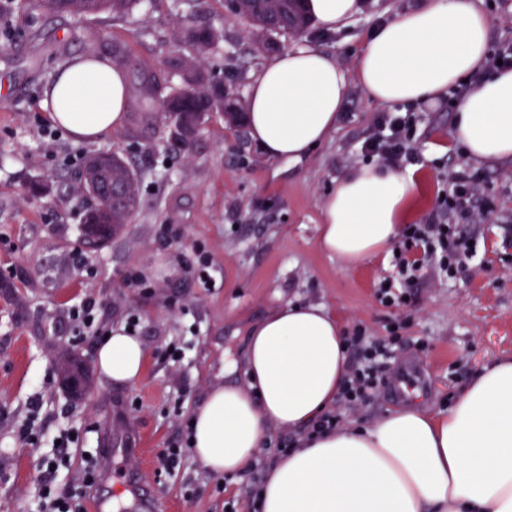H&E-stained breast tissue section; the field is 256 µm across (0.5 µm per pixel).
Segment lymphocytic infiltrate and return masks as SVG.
<instances>
[{
  "instance_id": "f902f5d3",
  "label": "lymphocytic infiltrate",
  "mask_w": 512,
  "mask_h": 512,
  "mask_svg": "<svg viewBox=\"0 0 512 512\" xmlns=\"http://www.w3.org/2000/svg\"><path fill=\"white\" fill-rule=\"evenodd\" d=\"M416 127L409 115L399 112L382 113L374 132L362 144L364 158L377 159L383 167L401 170L418 162L415 148ZM495 216V207L487 195L479 172L456 170L448 176V187L441 195L430 220L425 224H410L397 245L398 274L402 287L383 285L377 297L381 304L399 306L409 296V282L419 269L420 258L433 260L439 271L455 276L462 265L477 255L474 239L463 235L462 225L483 224ZM402 323L389 325L384 340L371 339L365 328H356L346 343L352 357L349 376L334 406L315 420L310 430L320 434L335 430L347 412L369 403L384 381L383 372L401 340ZM65 457L46 459L38 475L42 493L37 512H86L87 490L98 478L97 464L87 460L78 478L77 487L56 491L55 480Z\"/></svg>"
}]
</instances>
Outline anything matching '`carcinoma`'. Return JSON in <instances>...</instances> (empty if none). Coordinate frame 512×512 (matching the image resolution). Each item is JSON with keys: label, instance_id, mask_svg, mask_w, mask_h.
<instances>
[{"label": "carcinoma", "instance_id": "obj_1", "mask_svg": "<svg viewBox=\"0 0 512 512\" xmlns=\"http://www.w3.org/2000/svg\"><path fill=\"white\" fill-rule=\"evenodd\" d=\"M140 0H31V8L48 16L88 17L98 14L126 16L133 12ZM228 9L235 15L248 20L264 35L271 33H300L308 25L301 0H225ZM182 39L190 44L196 55L190 59H178L181 66L182 85L174 87L180 93L185 111L168 113L170 124L179 130L177 141L188 145L196 137L206 116L211 112H236L237 119L243 120L233 101L227 99L219 108L212 100L215 86L201 67L204 55L218 47L222 33L209 25L191 22L182 28ZM101 182L125 185L127 198L116 202L104 195H94ZM76 193L80 198L91 201L82 218L84 241L90 247H98L108 237H93L98 221L109 222L111 233H116L139 208L141 198L137 175L121 156L112 153L97 156L84 163Z\"/></svg>", "mask_w": 512, "mask_h": 512}]
</instances>
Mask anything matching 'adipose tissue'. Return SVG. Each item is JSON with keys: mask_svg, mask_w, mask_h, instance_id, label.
<instances>
[{"mask_svg": "<svg viewBox=\"0 0 512 512\" xmlns=\"http://www.w3.org/2000/svg\"><path fill=\"white\" fill-rule=\"evenodd\" d=\"M303 6L327 31L358 11L357 0ZM489 30L474 0H423L374 29L351 80L331 54L290 48L249 88V133L268 157L297 161L335 128L350 81L384 105L425 102L463 83L453 139L473 160L512 162V69L486 73ZM50 102L75 141H96L125 119V73L105 57L74 58ZM414 190L412 174L353 168L323 203L320 249L351 265L388 250ZM145 358L142 340L120 325L96 351L99 372L115 383L137 381ZM347 365L343 326L325 305L274 311L249 334L248 388L214 386L193 410L195 459L218 476L244 470L268 425L301 430L331 407ZM258 501L261 512H512V355L478 373L446 416L410 405L302 442L266 472Z\"/></svg>", "mask_w": 512, "mask_h": 512, "instance_id": "1", "label": "adipose tissue"}]
</instances>
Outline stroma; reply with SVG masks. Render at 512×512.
Here are the masks:
<instances>
[{"instance_id":"35a3bbf8","label":"stroma","mask_w":512,"mask_h":512,"mask_svg":"<svg viewBox=\"0 0 512 512\" xmlns=\"http://www.w3.org/2000/svg\"><path fill=\"white\" fill-rule=\"evenodd\" d=\"M341 30L309 23L305 32L275 36L274 50L257 49L251 24L233 16L225 0H208L206 19L223 38L203 67L214 82L246 103L252 80L277 54L306 42L335 56L354 75L361 47L380 23L419 0H358ZM190 0H144L125 17L47 18L32 11L0 12V512H35L42 458L54 457L61 435L75 454L56 483L77 479L82 454L98 458L118 477L100 480L91 497L100 512H127L134 495L150 490L155 512H249L252 491L277 460L278 442L297 433L269 426L270 448L233 476H216L187 457L178 474L156 476L157 458L181 440L192 410L210 388L227 381L247 387L242 366L249 328L288 302L324 304L345 332L355 326L382 339L394 319L407 323L405 345L385 372L380 396L349 415L371 423L415 402L447 412L470 379L512 355V164L482 165L495 194L494 220L468 225L481 257L447 278L427 267L405 306L376 298L394 275L391 253L351 267L317 244L322 203L337 179L363 165V141L384 105L364 92L348 95L335 128L298 162L268 158L246 124L209 115L190 148L174 146L166 113L131 106L121 127L93 142H77L55 125L46 92L59 66L78 55L125 51L131 90L151 83L165 97L179 81L174 59L191 54L180 29ZM420 157L413 166L410 223H424L451 170L473 161L452 138L447 113L425 103L414 110ZM115 153L140 180L141 205L129 224L94 250L83 244L80 199L72 193L84 160ZM209 258V279L194 266ZM141 271L147 289L131 286ZM97 322L114 326L136 318L148 356L133 383L105 380L95 360L98 336L78 328L70 312L86 297ZM175 347L179 360L165 357ZM83 366L82 393L67 390L59 367ZM412 378L398 397L390 382ZM32 425L36 447L17 431Z\"/></svg>"}]
</instances>
